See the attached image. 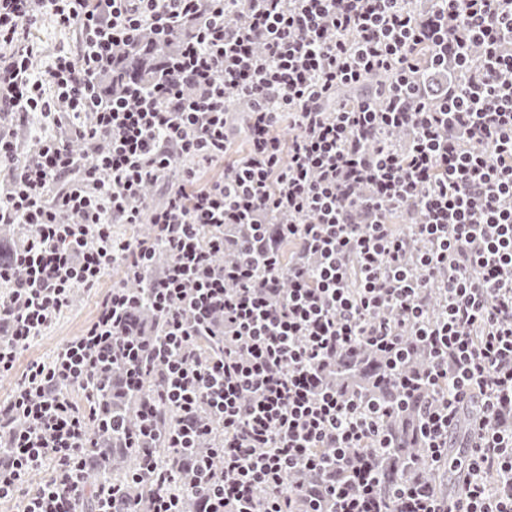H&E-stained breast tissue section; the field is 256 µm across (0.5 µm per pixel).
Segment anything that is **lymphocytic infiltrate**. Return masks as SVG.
<instances>
[{
  "label": "lymphocytic infiltrate",
  "instance_id": "obj_1",
  "mask_svg": "<svg viewBox=\"0 0 512 512\" xmlns=\"http://www.w3.org/2000/svg\"><path fill=\"white\" fill-rule=\"evenodd\" d=\"M410 2L0 0V226L22 240L0 263V375L77 290L123 273L81 334L0 401L1 501L512 512V428L498 422L512 409V0ZM46 17L79 39L40 72L30 33ZM146 29L185 38L149 85H102ZM238 114L250 150L232 160ZM35 116L56 131L27 157ZM212 165L222 175L200 181ZM116 224L147 231L121 239ZM279 241L296 245L293 261ZM419 348L425 364L408 369ZM355 349L385 357L398 400L326 383ZM74 387L137 397L138 431L97 420ZM418 391L431 468L470 418L462 498L385 490L372 465L385 421ZM98 433L126 435L142 464L90 493ZM47 465L53 476L25 491ZM296 472L318 486L287 483Z\"/></svg>",
  "mask_w": 512,
  "mask_h": 512
}]
</instances>
